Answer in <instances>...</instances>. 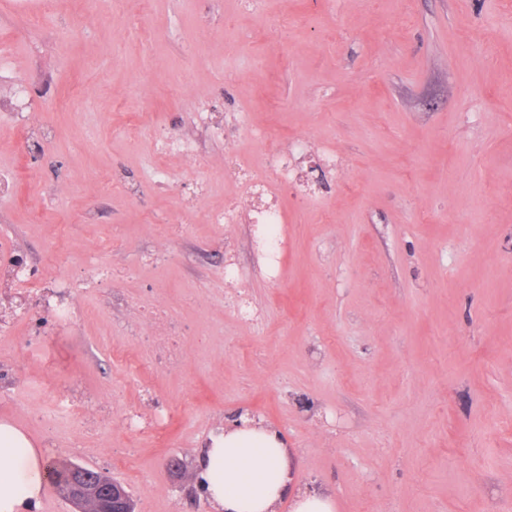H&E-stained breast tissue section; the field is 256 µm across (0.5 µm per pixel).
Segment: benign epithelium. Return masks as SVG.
I'll use <instances>...</instances> for the list:
<instances>
[{
  "mask_svg": "<svg viewBox=\"0 0 512 512\" xmlns=\"http://www.w3.org/2000/svg\"><path fill=\"white\" fill-rule=\"evenodd\" d=\"M60 488L81 512H134L130 492L121 482L109 480L76 463H66Z\"/></svg>",
  "mask_w": 512,
  "mask_h": 512,
  "instance_id": "1",
  "label": "benign epithelium"
}]
</instances>
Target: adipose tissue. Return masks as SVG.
<instances>
[{
	"mask_svg": "<svg viewBox=\"0 0 512 512\" xmlns=\"http://www.w3.org/2000/svg\"><path fill=\"white\" fill-rule=\"evenodd\" d=\"M44 457L43 447L20 427L0 421V512H36ZM196 477L217 512H273L287 496L293 512L336 509L333 495L296 488L284 435L246 416L208 436Z\"/></svg>",
	"mask_w": 512,
	"mask_h": 512,
	"instance_id": "1",
	"label": "adipose tissue"
}]
</instances>
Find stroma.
I'll list each match as a JSON object with an SVG mask.
<instances>
[{
  "instance_id": "stroma-1",
  "label": "stroma",
  "mask_w": 512,
  "mask_h": 512,
  "mask_svg": "<svg viewBox=\"0 0 512 512\" xmlns=\"http://www.w3.org/2000/svg\"><path fill=\"white\" fill-rule=\"evenodd\" d=\"M37 3L0 0V242L33 272L0 309L88 287L75 328L0 331V419L135 512H213L186 478L245 412L336 512H512V0H56L33 25ZM273 150L272 265L204 215Z\"/></svg>"
}]
</instances>
